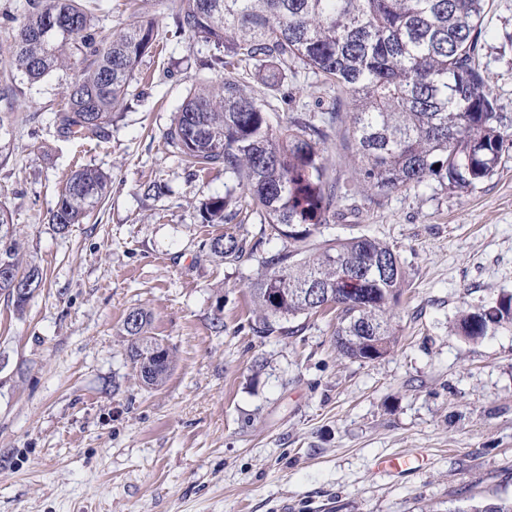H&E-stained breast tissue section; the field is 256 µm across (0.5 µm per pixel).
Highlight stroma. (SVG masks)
<instances>
[{
    "instance_id": "stroma-1",
    "label": "stroma",
    "mask_w": 512,
    "mask_h": 512,
    "mask_svg": "<svg viewBox=\"0 0 512 512\" xmlns=\"http://www.w3.org/2000/svg\"><path fill=\"white\" fill-rule=\"evenodd\" d=\"M100 4L104 35L148 20L158 33L108 137L59 129L82 57L35 82L15 76L13 107L0 101V207L22 266L45 280L24 313L0 296V512H470L512 499V328L477 342L450 330L459 310L512 292V155L469 192L354 193L308 238L367 236L397 252L409 286L388 354L342 357L331 308L296 318L298 333H256L249 286L287 243L252 208L202 223L203 203L242 190L223 168L191 173L166 140L190 90L219 79L200 66L214 49L176 35L177 0ZM483 26L480 68L512 119V0H487ZM250 86L282 122L345 98L296 60L283 92ZM326 148L330 176L349 181L346 125ZM84 166L110 176V195L59 232L50 211ZM153 182L160 194L145 195ZM224 232L253 252L210 256ZM133 309L172 351L161 387L127 357ZM394 456L420 465L377 469Z\"/></svg>"
}]
</instances>
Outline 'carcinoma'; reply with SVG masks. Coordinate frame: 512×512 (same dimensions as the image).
I'll list each match as a JSON object with an SVG mask.
<instances>
[{
	"label": "carcinoma",
	"instance_id": "cac0c4a2",
	"mask_svg": "<svg viewBox=\"0 0 512 512\" xmlns=\"http://www.w3.org/2000/svg\"><path fill=\"white\" fill-rule=\"evenodd\" d=\"M485 0H179L176 32L202 39L219 55L218 82L195 87L180 106L166 139L197 172L224 167L260 210L264 221L292 248L264 260L250 285L259 312L256 332L274 323L336 308V349L354 360L371 358L370 341L383 352L397 343L391 309L407 274L387 244L368 237L328 243L304 254L312 229L336 217L346 187L329 175L325 144L336 124L348 121L357 160L351 183L375 201L390 193L437 183L464 192L492 177L512 142V122L498 111L482 75ZM153 23L103 37L81 0H25L24 17L9 50V65L29 80L88 61L66 87L61 129L83 139L107 136L112 112L122 103L134 71L155 46ZM298 59L349 96L346 113L331 106L314 118L302 112L273 123L247 90L248 68L266 84L281 80V66ZM110 178L84 167L74 171L50 212L65 232L81 224L107 198ZM232 197L210 199L205 224H222ZM0 234V294L21 312L14 295L19 278L44 286L36 266L23 268L15 243ZM219 259H239L244 239L222 233L209 240ZM150 316L130 311L123 329L128 356L144 384L163 385L170 349L149 335ZM512 326V292L477 310L464 309L456 335L477 341ZM163 353V360L152 357Z\"/></svg>",
	"mask_w": 512,
	"mask_h": 512
}]
</instances>
